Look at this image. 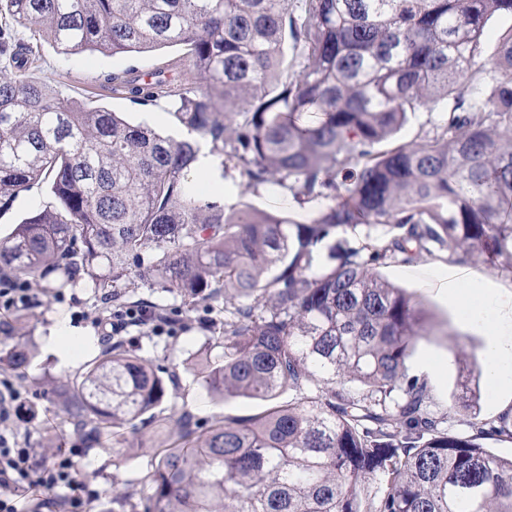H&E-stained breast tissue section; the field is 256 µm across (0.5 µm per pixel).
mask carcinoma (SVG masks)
Wrapping results in <instances>:
<instances>
[{"instance_id":"1","label":"carcinoma","mask_w":512,"mask_h":512,"mask_svg":"<svg viewBox=\"0 0 512 512\" xmlns=\"http://www.w3.org/2000/svg\"><path fill=\"white\" fill-rule=\"evenodd\" d=\"M8 27L64 56L187 47L188 81L138 72L106 82L134 104L161 98L179 140L87 108L33 80L30 43L0 36V209L35 185L51 201L0 242V278L111 302L134 277L177 291L178 313L224 301V360L204 371L224 401L265 403L210 424L183 413L178 441L142 479L143 512H512V415L458 406L467 435L409 375L432 335L414 298L376 266L446 253L512 273V0H0ZM305 62L278 80L286 37ZM443 106L413 143L408 114ZM242 185L282 186L322 208L307 224L190 186L200 141ZM329 262L313 248L339 234ZM34 348H0L15 372ZM473 396L481 372L459 347ZM172 374L120 341L51 386L87 447L114 444L171 402ZM285 390L296 397L280 401Z\"/></svg>"}]
</instances>
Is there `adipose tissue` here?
<instances>
[{
  "mask_svg": "<svg viewBox=\"0 0 512 512\" xmlns=\"http://www.w3.org/2000/svg\"><path fill=\"white\" fill-rule=\"evenodd\" d=\"M460 313L465 320L484 325L495 336L486 359L487 385L499 392L512 384V298H503L495 288L471 278L452 279Z\"/></svg>",
  "mask_w": 512,
  "mask_h": 512,
  "instance_id": "ef3b65f1",
  "label": "adipose tissue"
}]
</instances>
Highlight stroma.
<instances>
[{
  "label": "stroma",
  "mask_w": 512,
  "mask_h": 512,
  "mask_svg": "<svg viewBox=\"0 0 512 512\" xmlns=\"http://www.w3.org/2000/svg\"><path fill=\"white\" fill-rule=\"evenodd\" d=\"M171 63L181 70H189L190 61L184 47H163L150 52L102 55L81 53L69 57L59 54L49 43L38 47L36 61L30 75L46 80L63 96L101 106L118 113L133 124L147 123L160 133L182 138L185 127L177 120L168 101L160 100L147 106H138L102 86L103 77L129 69L149 71ZM223 192L233 201L244 202L253 208L279 212L302 221L313 212L310 205L298 204L287 189L265 185L244 189L235 171H227L222 179ZM48 186L42 185L18 194L12 206L0 212V241L6 239L15 225L38 210L48 201ZM447 257L428 258L416 263L386 260L377 271L384 279L403 288L416 297L433 327V334L421 340L409 358V372L424 380L435 411L445 413L457 404L460 382L456 344L465 341L477 358H484L493 342L491 334L482 327L467 324L457 314V300L449 294L438 270L448 266ZM36 298L25 308V324L21 329L29 344L37 351L36 358L24 374H9L8 379L22 397L24 405L39 403L51 405V379L71 375L98 353L96 342L105 335L94 322L103 303L93 288H68L55 293L36 288ZM220 305L214 301L198 304L193 317L178 318L172 333L154 336L139 330H130L125 337L128 350L153 362L170 367L175 377L169 385L176 412H190L195 419L211 422L219 417H239L261 411L260 402L234 399L222 401L211 397L202 383V364L196 351L212 335V328L203 325V318L217 319ZM68 326L74 335L88 342L81 354L54 339L58 325ZM177 437L174 423L155 427L141 425L138 432L128 435L125 444L112 447L87 448L81 436L69 426H62L60 438L63 448H78L82 454L76 463L80 470L92 473L93 486L101 498L98 512H132L143 492L137 485L157 449Z\"/></svg>",
  "instance_id": "stroma-1"
}]
</instances>
